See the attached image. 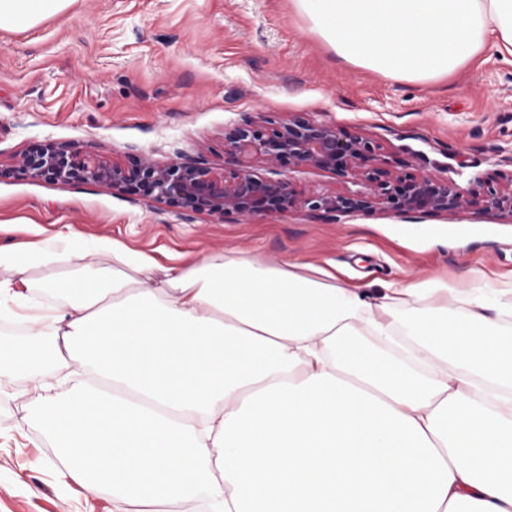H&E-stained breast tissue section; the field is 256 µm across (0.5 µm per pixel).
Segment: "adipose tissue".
<instances>
[{
	"label": "adipose tissue",
	"mask_w": 512,
	"mask_h": 512,
	"mask_svg": "<svg viewBox=\"0 0 512 512\" xmlns=\"http://www.w3.org/2000/svg\"><path fill=\"white\" fill-rule=\"evenodd\" d=\"M71 2L0 0V29ZM295 2L338 56L386 76L436 79L489 42L512 59V0ZM154 268L63 232L0 250L1 324L33 290L53 298L23 342L0 341V394L17 377L43 393L62 477L108 488L112 512L202 489L207 512H512V282L372 295L232 252ZM47 360L76 365L66 393Z\"/></svg>",
	"instance_id": "ef3b65f1"
}]
</instances>
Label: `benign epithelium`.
Masks as SVG:
<instances>
[{"label":"benign epithelium","instance_id":"7a95c632","mask_svg":"<svg viewBox=\"0 0 512 512\" xmlns=\"http://www.w3.org/2000/svg\"><path fill=\"white\" fill-rule=\"evenodd\" d=\"M225 147L240 163V170L229 177L196 161L160 165L143 160L125 166L61 142H47L21 153L16 168L32 178L90 183L118 191L135 187L148 197L193 212L250 218L285 212L293 202L287 181L257 177L249 171L252 160L261 157L271 165L286 160L342 177H363L360 191L307 199L314 210L350 214L388 203L398 213L490 209L512 216V184L480 191L463 189L437 176L393 178L377 166L372 142L304 117H293L270 129L239 126L227 136Z\"/></svg>","mask_w":512,"mask_h":512}]
</instances>
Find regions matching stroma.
Returning <instances> with one entry per match:
<instances>
[{
	"mask_svg": "<svg viewBox=\"0 0 512 512\" xmlns=\"http://www.w3.org/2000/svg\"><path fill=\"white\" fill-rule=\"evenodd\" d=\"M304 116L378 147L394 176L439 175L464 189L512 176V64L485 47L448 77L413 82L351 65L294 0H73L27 31L0 29V247L60 229L108 238L159 266L208 253L300 260L372 293L399 276L470 289L473 271L512 279V219L492 211L409 212L387 204L314 211L313 195L361 189L358 178L254 159L253 173L297 193L288 211L210 216L142 192L61 184L15 168L24 150L66 142L114 162L193 159L233 174L235 127ZM0 398V512H112V496L61 478L34 418L26 378Z\"/></svg>",
	"mask_w": 512,
	"mask_h": 512,
	"instance_id": "obj_1",
	"label": "stroma"
}]
</instances>
